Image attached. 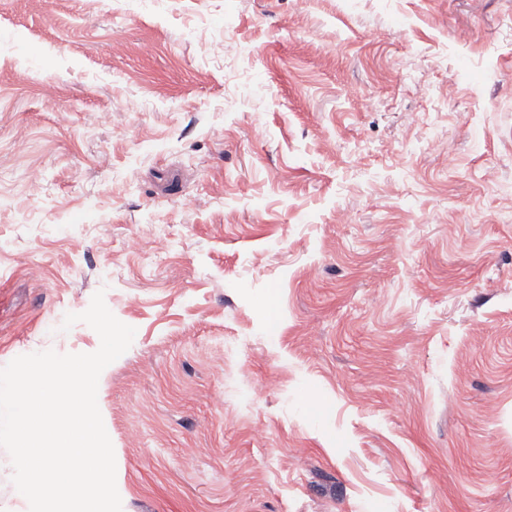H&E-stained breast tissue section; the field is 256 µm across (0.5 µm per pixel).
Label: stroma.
Segmentation results:
<instances>
[{"label":"stroma","instance_id":"obj_1","mask_svg":"<svg viewBox=\"0 0 512 512\" xmlns=\"http://www.w3.org/2000/svg\"><path fill=\"white\" fill-rule=\"evenodd\" d=\"M99 291L122 512H512V0H0V367Z\"/></svg>","mask_w":512,"mask_h":512}]
</instances>
